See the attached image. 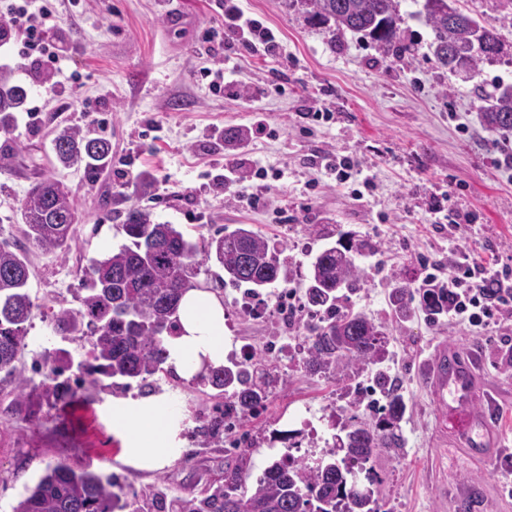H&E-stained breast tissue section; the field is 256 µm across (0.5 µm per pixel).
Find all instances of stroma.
<instances>
[{
  "label": "stroma",
  "mask_w": 512,
  "mask_h": 512,
  "mask_svg": "<svg viewBox=\"0 0 512 512\" xmlns=\"http://www.w3.org/2000/svg\"><path fill=\"white\" fill-rule=\"evenodd\" d=\"M462 2L506 41V56L482 65L480 81L512 84V9L495 0ZM216 3L54 0L61 22L51 38L62 58L59 68L0 47V67L14 71L28 90V107L40 110L35 120L18 113L13 132L0 134V149L14 155L11 166L0 168V241L23 247L36 305L20 363L31 375L42 366L43 349L60 350L65 376L78 383L67 402L40 406L35 427L24 421L26 407L0 392V512H11L25 487L60 460L77 470L113 474L142 512H171L173 498H196L223 484L225 457L239 456L252 476H260L280 459L284 429L298 432L294 456L321 457L356 412L347 390L373 383L380 370L407 405L401 447L370 462L380 512H512V351L506 346L512 325L474 333L444 316L428 320L419 303H411L404 319L390 304L394 288L417 289L428 265L448 261V231L431 223L428 213L429 204L441 199L467 217L466 248L484 258L497 253L500 264L512 269V166L493 163L512 154V132L486 130L471 83L437 64L428 50L434 34L419 18L416 0H399L401 41L411 48L399 59L350 32L332 40L287 0H242L243 9L275 29L283 44L275 58L236 46L225 50L238 79L260 91L248 104L200 76L211 64L207 34L222 22ZM311 106L330 109L333 121L306 119ZM259 119L275 129V137L245 148L225 146L226 132ZM66 127L103 134L112 144L109 164L95 174L60 166L52 141ZM324 155L359 161L371 181L360 199L320 176L314 163ZM256 161L272 175L249 187L286 203L287 223H275L267 211L249 208L225 190V167L244 174ZM146 172L154 186L143 195L137 184ZM46 176L72 188L79 215L77 245L63 257L29 246L23 234L21 202ZM314 179L320 186L312 191ZM136 207L154 221L178 225L197 243L247 225L293 272L290 283H275L256 296L247 287L226 285L223 269L211 261L195 278L224 300V333L236 340L226 359L240 360L246 344L252 363L272 373L264 405L241 419L233 435H202L217 404L203 381L165 373L149 388L108 380L90 386L80 366L86 339L53 330V312L79 308L82 278L93 262L125 243L121 226ZM341 232L371 248L357 258L358 289L343 291L338 307L365 313L383 327L384 361L335 374L307 372L295 356L270 361L267 342L281 333L279 292L298 287L311 259ZM248 299L260 318L243 311ZM441 343L478 355L487 386L505 405L502 450L490 460L467 459L456 434L438 435L419 367ZM128 397L172 406L178 459L157 470L125 462L128 430L113 422L112 403Z\"/></svg>",
  "instance_id": "obj_1"
}]
</instances>
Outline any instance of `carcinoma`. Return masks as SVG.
Returning a JSON list of instances; mask_svg holds the SVG:
<instances>
[{
    "label": "carcinoma",
    "mask_w": 512,
    "mask_h": 512,
    "mask_svg": "<svg viewBox=\"0 0 512 512\" xmlns=\"http://www.w3.org/2000/svg\"><path fill=\"white\" fill-rule=\"evenodd\" d=\"M310 18L333 24V33L359 34L386 53L402 57L409 48L398 34V0H295ZM421 14L434 33L430 44L438 64L455 75L471 78L480 65L494 62L505 45L500 31L462 10L459 0H423ZM28 90L0 68V133L8 135L23 110ZM481 122L489 131H512V84L498 83L494 92L478 95ZM57 161L82 165L89 171L103 169L111 155L109 141L64 128L53 139ZM26 240L38 249L65 255L75 243L74 224L79 215L72 190L53 179L37 182L20 209ZM122 231L128 242L94 261L84 279L85 294L76 311L55 315L56 331L87 337L85 374L90 382L136 379L141 385L166 372L164 337L174 333L175 315L184 290L198 275V254L224 269L229 283L266 287L289 280L290 270L280 262L269 242L259 233L238 227L217 234L198 248L175 224H160L150 213L128 211ZM362 243L338 240L323 249L301 279L305 305L325 313L321 323L308 328L309 350L305 361L312 371L344 369L359 364L377 365L385 355L386 333L362 313L338 310V293L353 291L361 281L355 255ZM29 269L24 251L0 242V379L12 388L18 405L31 399L58 403L70 395L59 380L63 369L51 365L37 386L20 366L27 347V323L35 304L27 291ZM421 310L435 319L448 312V295L435 288L419 292ZM412 293L400 286L391 304L407 317ZM269 373L233 362L211 368L200 380L224 399V412L246 414L265 397ZM376 387L386 403L368 417H350L345 436H336L333 449L312 466L303 458L283 457L271 463L254 481L242 466L224 470V487L190 500L177 501L174 512H378L374 490L356 493L357 475L366 472L373 482L370 459L382 448L402 443L400 423L406 404L390 390L383 372ZM131 504L111 475L89 469L75 470L65 462L46 468L33 487L26 489L12 512H127Z\"/></svg>",
    "instance_id": "1"
}]
</instances>
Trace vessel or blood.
<instances>
[{
    "instance_id": "b4317fda",
    "label": "vessel or blood",
    "mask_w": 512,
    "mask_h": 512,
    "mask_svg": "<svg viewBox=\"0 0 512 512\" xmlns=\"http://www.w3.org/2000/svg\"><path fill=\"white\" fill-rule=\"evenodd\" d=\"M474 363L461 359L445 345H438L427 360L426 382L444 413V421L464 438L463 449L473 457L495 453L492 430L484 420L475 417L466 408L483 386Z\"/></svg>"
}]
</instances>
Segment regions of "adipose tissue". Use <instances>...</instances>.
Masks as SVG:
<instances>
[{"label": "adipose tissue", "instance_id": "obj_1", "mask_svg": "<svg viewBox=\"0 0 512 512\" xmlns=\"http://www.w3.org/2000/svg\"><path fill=\"white\" fill-rule=\"evenodd\" d=\"M175 335L166 337L165 367L184 381H189L207 366L224 363V304L215 293L200 288L186 290L176 314ZM116 424H130L132 433L122 454L138 469H160L181 454L177 448H162L159 435H172V424L164 409L155 403L123 401L112 411Z\"/></svg>", "mask_w": 512, "mask_h": 512}]
</instances>
